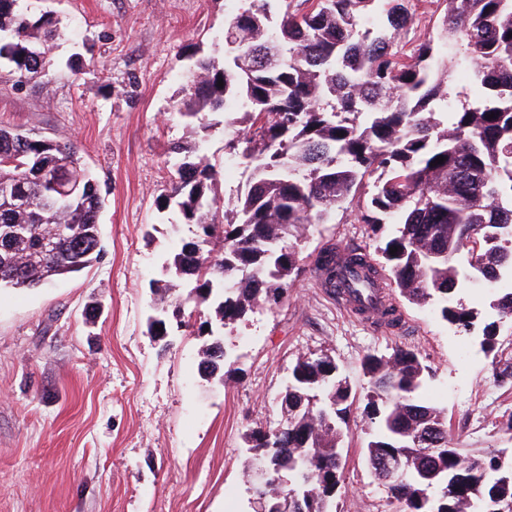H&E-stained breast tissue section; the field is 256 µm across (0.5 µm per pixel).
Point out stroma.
I'll list each match as a JSON object with an SVG mask.
<instances>
[{"mask_svg":"<svg viewBox=\"0 0 512 512\" xmlns=\"http://www.w3.org/2000/svg\"><path fill=\"white\" fill-rule=\"evenodd\" d=\"M29 3L32 17H52L63 35L48 75L20 82L0 67V125L75 142L105 198L106 256L37 288L0 290V512H252L243 436L278 427L303 354L334 358L361 398L366 354L414 349L429 369L422 397L444 412L454 441L512 454V381L493 377L512 361V322L500 323L486 353L476 336L398 294L397 326L347 313L315 265L328 248L375 253L378 238L352 203L309 225L287 294L224 327L232 375L198 370L207 341L199 327L214 318L208 305L188 302L193 316L168 347L149 336L148 317L189 290L182 280L168 297L150 288L177 243L195 234L177 208H157L173 175L167 148L187 135L175 102L192 59L222 48L224 24L245 2ZM204 120L208 153L223 165L215 193L225 212L249 176L228 147L241 127L209 112ZM369 433L354 405L335 512L397 510L365 459Z\"/></svg>","mask_w":512,"mask_h":512,"instance_id":"1","label":"stroma"}]
</instances>
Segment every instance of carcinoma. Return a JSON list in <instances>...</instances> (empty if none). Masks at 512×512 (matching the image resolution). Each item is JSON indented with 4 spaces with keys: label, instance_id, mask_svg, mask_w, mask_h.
<instances>
[{
    "label": "carcinoma",
    "instance_id": "obj_1",
    "mask_svg": "<svg viewBox=\"0 0 512 512\" xmlns=\"http://www.w3.org/2000/svg\"><path fill=\"white\" fill-rule=\"evenodd\" d=\"M21 0H0V64L18 78L51 67L60 32L51 19L31 21ZM410 0H251L224 28L222 57L201 55L181 90L177 112L241 113L237 157L251 169L232 219H217L220 167L206 140L177 141L170 193L195 239L176 249L165 275L195 286L188 298L214 306L223 325L294 285L297 246L309 224H323L381 172L357 215L378 230L394 225L378 253L408 302L430 304L456 328L476 326L461 295L475 282L493 285L492 320L482 349L494 350L499 323L512 319V0H448L435 34L398 46L413 20ZM374 16L379 30H361ZM481 94L461 107L453 67ZM223 86H218V80ZM494 118H488V115ZM445 161L434 164L437 157ZM78 185L63 194L57 175ZM29 203L19 211L0 194V288H35L80 272L103 254L104 198L77 157L74 142L43 140L0 127V182ZM45 237L54 246L41 247ZM397 248L395 254L390 249ZM324 284L372 261L350 252L344 264L319 256ZM370 394L363 413L375 425L370 463L411 457L407 483L388 493L399 512H489L512 501V459L455 446L444 413L419 392L428 369L397 347L364 356ZM206 377L230 372L224 344L213 339L198 365ZM328 355H301L281 400L279 427L245 435L257 465L288 473L300 498L294 512H332L343 483L344 426L355 401Z\"/></svg>",
    "mask_w": 512,
    "mask_h": 512
}]
</instances>
